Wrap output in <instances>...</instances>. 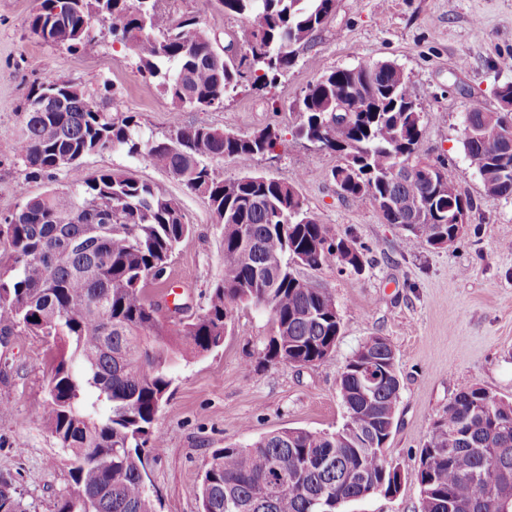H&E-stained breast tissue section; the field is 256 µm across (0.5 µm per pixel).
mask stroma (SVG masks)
Masks as SVG:
<instances>
[{
  "instance_id": "1",
  "label": "stroma",
  "mask_w": 512,
  "mask_h": 512,
  "mask_svg": "<svg viewBox=\"0 0 512 512\" xmlns=\"http://www.w3.org/2000/svg\"><path fill=\"white\" fill-rule=\"evenodd\" d=\"M35 4L0 0V217L16 211L24 195L77 189L100 170H130L173 196L193 227L165 277L151 282L146 294L160 302L178 290L185 314L200 313L224 272L222 227L204 196L121 150L87 156L38 179L15 157L29 87L48 74L78 84L93 104L113 100L147 135L167 134L173 119L167 96L108 33H101L91 56L31 37L27 19ZM166 7L196 18L218 40H245L244 21L224 15L212 0H168ZM364 59L404 70L424 112L421 153L478 202L452 248L402 245L399 230L383 223L371 202L340 195L331 177L336 154L294 133L298 117L291 104L305 87ZM506 82H512V0H336L314 41L299 48L295 65L275 85L262 91L243 86L226 96L223 108L181 113L184 124L240 134L276 128L279 143L255 161L256 171L296 184L319 222L362 246L369 262L358 274L340 271L332 260L303 272L334 295L341 315V334L326 362L299 367L265 360L270 315L243 304L219 350L182 363L155 425L164 448L143 451L158 512H201L200 484L215 449L282 429L338 430L345 419L341 372L370 336L385 337L396 351L401 391L384 457L404 479L395 497L351 501L342 512H420L413 478L420 452L460 387L478 385L512 400V249L506 247L512 202H483L482 182L461 143L466 113L498 111L494 90ZM57 354L52 340L22 329L0 337V477L14 481L29 512H54L56 500L74 489L70 456L41 420Z\"/></svg>"
}]
</instances>
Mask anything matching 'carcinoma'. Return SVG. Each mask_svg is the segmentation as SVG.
Listing matches in <instances>:
<instances>
[{
  "label": "carcinoma",
  "mask_w": 512,
  "mask_h": 512,
  "mask_svg": "<svg viewBox=\"0 0 512 512\" xmlns=\"http://www.w3.org/2000/svg\"><path fill=\"white\" fill-rule=\"evenodd\" d=\"M216 2L244 21L248 54L227 53L234 39L216 46L207 27L174 18L160 0H39L29 18L32 35L80 55L97 53L96 26L103 27L157 82L174 112L167 135L145 138L136 116L97 107L77 84L46 75L26 99L48 93L53 103L27 107L14 144L31 174L51 175L92 153L123 148L205 196L224 234V275L203 312L173 338L161 305L144 294L190 233L162 187L127 170H105L78 194L23 190L22 206L0 219V236L12 248V264L0 271V335L24 328L64 345L42 419L72 456L75 489L57 500L55 512H157L140 449L162 447L154 424L178 366L221 347L242 303L270 311L266 357L300 367L325 362L341 316L332 293L297 268L318 269L331 258L343 270L365 266L362 249L335 238L293 184L253 170L258 157L275 150L278 131L238 134L180 121L187 109L222 106L244 80L257 91L274 85L336 0ZM296 110V136L339 157L331 176L342 197L370 201L407 246L450 248L461 238L440 207L447 199L474 208L456 182L443 173L434 187L425 177L398 174L422 159V112L399 65L363 60L324 73ZM467 117L462 144L483 199L512 200V151L497 154L491 146L512 133V111ZM224 157L239 164L240 176L226 179L207 163ZM368 357L380 374L371 389L359 371ZM395 359L377 336L353 352L339 380L346 419L338 431L284 429L215 450L202 479L201 512H338L339 501L396 494L398 475L378 476L400 397ZM414 480L421 512H512V401L460 388L422 448ZM0 512H27L11 479L0 480Z\"/></svg>",
  "instance_id": "cac0c4a2"
}]
</instances>
